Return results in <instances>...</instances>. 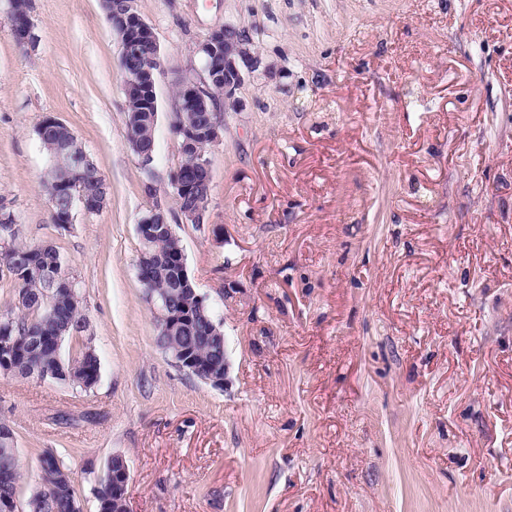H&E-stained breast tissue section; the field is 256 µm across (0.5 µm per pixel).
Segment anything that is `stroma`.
<instances>
[{"mask_svg": "<svg viewBox=\"0 0 512 512\" xmlns=\"http://www.w3.org/2000/svg\"><path fill=\"white\" fill-rule=\"evenodd\" d=\"M161 49L155 162L127 141L119 42L100 0H33L19 47L0 0V195L53 241L89 321L97 383L0 375L27 503L48 448L83 512L112 456L129 512H512V0H138ZM246 27L264 68L208 158L185 223L173 89L198 42ZM66 124L110 185L58 228L35 130ZM169 208L223 319L216 388L156 343L137 225ZM233 291H226V284Z\"/></svg>", "mask_w": 512, "mask_h": 512, "instance_id": "obj_1", "label": "stroma"}]
</instances>
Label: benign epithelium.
<instances>
[{"label":"benign epithelium","mask_w":512,"mask_h":512,"mask_svg":"<svg viewBox=\"0 0 512 512\" xmlns=\"http://www.w3.org/2000/svg\"><path fill=\"white\" fill-rule=\"evenodd\" d=\"M112 13L120 18V23L112 27L117 36L121 58L125 62L123 69L124 88L135 89V95L125 101V109L133 114L149 112L156 107L158 96L156 91V72L141 67L144 55L154 61V68L160 67V46L151 25L144 19L137 8V0H112ZM202 60L203 77L196 80L188 78L179 84L180 95L175 100V110L203 113V120L194 126L181 128V152L195 151L199 144L213 146L221 139L223 123L213 119L210 113L216 108L209 98V82L223 83L224 90L219 100V109L234 105L237 90L245 83L246 78L255 73L261 58L252 50V38L249 31L237 23L227 22L219 29L212 31L196 48ZM131 150L137 156L142 168L150 173L155 160V136L148 140L133 138ZM173 195L192 191L196 195L193 205L182 207L179 212L190 224L205 223L209 204L210 190L205 188L196 178V171H185L184 177H176L172 182ZM173 233L175 229L169 223L168 207L165 202L155 199L146 210L137 225L140 242L159 235L156 226ZM122 466L112 469V493L122 498L123 510L128 512L127 490L130 482V469L126 460Z\"/></svg>","instance_id":"benign-epithelium-1"}]
</instances>
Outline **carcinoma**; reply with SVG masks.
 I'll return each instance as SVG.
<instances>
[{
  "label": "carcinoma",
  "mask_w": 512,
  "mask_h": 512,
  "mask_svg": "<svg viewBox=\"0 0 512 512\" xmlns=\"http://www.w3.org/2000/svg\"><path fill=\"white\" fill-rule=\"evenodd\" d=\"M36 134L44 146L57 140L66 144L62 154L50 157L57 180L46 185L47 193L56 195L50 211L52 222L63 227L73 179L80 181L90 213L102 211L110 197V186L70 129L47 117L37 126ZM14 224V211L0 197V268L8 269L16 285L13 304L0 313V343L4 344L0 349V374L30 378L42 372L53 379L65 373L70 379L69 387L86 392L96 384L100 372L95 347L88 342L78 354L61 364L62 354L49 343L58 334L66 338L86 329L88 320L79 287H69L74 278L54 243H21L19 233L12 231ZM150 249L154 256L153 295L181 312L190 306L192 315L189 323L175 330L158 327V345L172 357H193L207 373H223V322L209 303L198 305L191 294L195 283L182 280L180 237L159 236ZM22 469L14 432L0 422V500L17 497ZM37 469L39 486L33 498L42 501L46 512H82L72 472L62 456L52 449L43 451ZM94 494L100 512H114L112 479L99 481Z\"/></svg>",
  "instance_id": "obj_1"
}]
</instances>
